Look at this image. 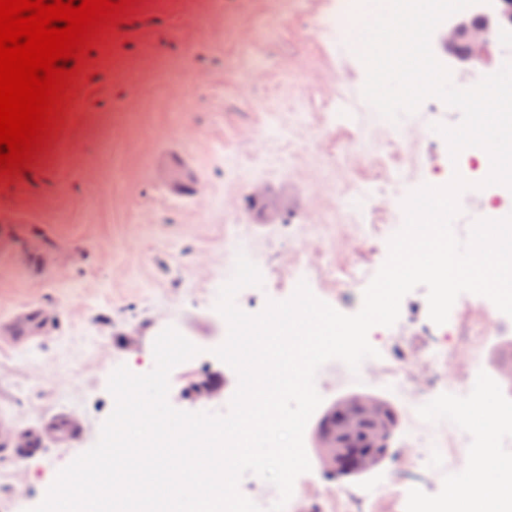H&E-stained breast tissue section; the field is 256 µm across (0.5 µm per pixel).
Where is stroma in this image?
Masks as SVG:
<instances>
[{"instance_id":"1","label":"stroma","mask_w":512,"mask_h":512,"mask_svg":"<svg viewBox=\"0 0 512 512\" xmlns=\"http://www.w3.org/2000/svg\"><path fill=\"white\" fill-rule=\"evenodd\" d=\"M335 3L141 0L113 28L108 50L94 48L79 69L71 97L81 110H63L28 173L0 179V222L25 223L21 237L0 240V428H47L66 413L86 425L77 448L53 443L48 457L20 464L0 458V512H28L74 454L95 444L114 407L111 373L152 370L166 327L201 349L172 370L170 404L228 410L238 378L212 353L227 336L215 306L233 272L228 251L245 250L262 275L261 286L236 296L245 312L288 299L301 262L314 267V295L334 305L346 296L337 271L374 273L386 260L383 237L401 227L408 193L447 182V144L432 126L461 115L436 98L401 118L404 137L383 150L384 164L353 159L359 134H383L385 120L362 98L335 111L325 88L333 76L359 91L366 77L357 54L317 28ZM255 185L278 210L252 198ZM362 186L377 193L365 223L352 224L339 205ZM36 253L47 255L43 267ZM35 306L52 314L51 327L11 342L9 325ZM480 314L478 296L464 293L436 325L425 288H416L391 328L410 361L391 371L371 358L354 373L331 360L318 370L322 402L305 428L306 452L323 410L352 394L381 397L398 426L393 459L366 474L329 481L312 462L313 497L346 495L360 512H405L416 493L442 497L436 466L411 462L406 411L388 380L395 371L416 393L433 388L423 351ZM207 368L223 372V397L184 400V383ZM476 368L512 370V334L472 351L449 345L439 370L453 382Z\"/></svg>"}]
</instances>
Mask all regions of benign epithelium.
Segmentation results:
<instances>
[{"mask_svg":"<svg viewBox=\"0 0 512 512\" xmlns=\"http://www.w3.org/2000/svg\"><path fill=\"white\" fill-rule=\"evenodd\" d=\"M448 57L473 66L482 52L512 32V0H491L473 5L470 15H453L443 22ZM224 389V374L207 370L191 377L181 390L196 403L211 400ZM397 427L395 412L380 399L361 395L329 409L319 420L315 438L323 468L344 474H361L381 465L390 453Z\"/></svg>","mask_w":512,"mask_h":512,"instance_id":"1","label":"benign epithelium"}]
</instances>
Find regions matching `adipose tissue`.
I'll return each mask as SVG.
<instances>
[{
  "mask_svg": "<svg viewBox=\"0 0 512 512\" xmlns=\"http://www.w3.org/2000/svg\"><path fill=\"white\" fill-rule=\"evenodd\" d=\"M496 454L484 449L468 485L454 493L453 512H512V463L498 462Z\"/></svg>",
  "mask_w": 512,
  "mask_h": 512,
  "instance_id": "1",
  "label": "adipose tissue"
}]
</instances>
